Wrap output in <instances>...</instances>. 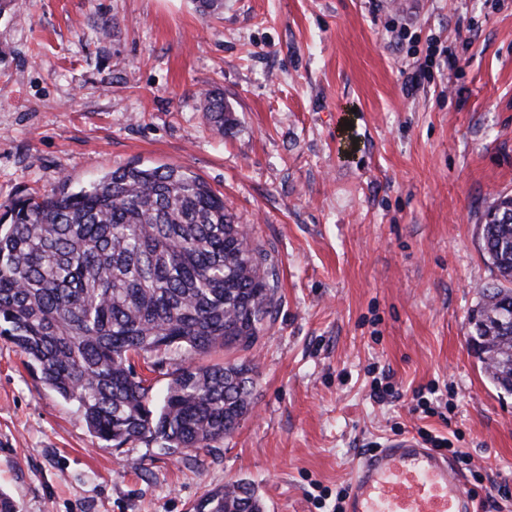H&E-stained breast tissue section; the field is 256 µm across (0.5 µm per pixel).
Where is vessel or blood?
I'll use <instances>...</instances> for the list:
<instances>
[{
  "instance_id": "vessel-or-blood-1",
  "label": "vessel or blood",
  "mask_w": 512,
  "mask_h": 512,
  "mask_svg": "<svg viewBox=\"0 0 512 512\" xmlns=\"http://www.w3.org/2000/svg\"><path fill=\"white\" fill-rule=\"evenodd\" d=\"M347 512H476L475 496L447 456L404 437L355 470Z\"/></svg>"
}]
</instances>
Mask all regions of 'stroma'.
Here are the masks:
<instances>
[{
	"mask_svg": "<svg viewBox=\"0 0 512 512\" xmlns=\"http://www.w3.org/2000/svg\"><path fill=\"white\" fill-rule=\"evenodd\" d=\"M411 2L224 0L204 18L193 0H8L0 206L131 163L184 166L280 278L244 354L252 412L186 454L103 447L0 339V493L18 512H193L238 480L265 512H332L370 449L421 426L465 453L478 512H512V395L467 345L493 277L480 226L512 195V0ZM433 389L448 406L420 418ZM205 99V112H208V121L217 131H224V128L231 123L229 113H226L230 111L224 106V98L216 94H209Z\"/></svg>",
	"mask_w": 512,
	"mask_h": 512,
	"instance_id": "stroma-1",
	"label": "stroma"
}]
</instances>
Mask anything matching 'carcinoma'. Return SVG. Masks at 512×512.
Returning a JSON list of instances; mask_svg holds the SVG:
<instances>
[{"label": "carcinoma", "mask_w": 512, "mask_h": 512, "mask_svg": "<svg viewBox=\"0 0 512 512\" xmlns=\"http://www.w3.org/2000/svg\"><path fill=\"white\" fill-rule=\"evenodd\" d=\"M204 17L224 0H193ZM208 121L231 123L224 98ZM484 254L495 278L480 288L469 345L489 381L512 394V197L487 209ZM279 278L243 226L182 166L118 167L73 191L11 202L0 218V336L67 401L101 442L160 441L193 450L230 436L251 409L247 360L198 366L193 354L253 348L274 319ZM181 358L163 402L132 364ZM196 512H264L252 483L205 493Z\"/></svg>", "instance_id": "obj_1"}]
</instances>
